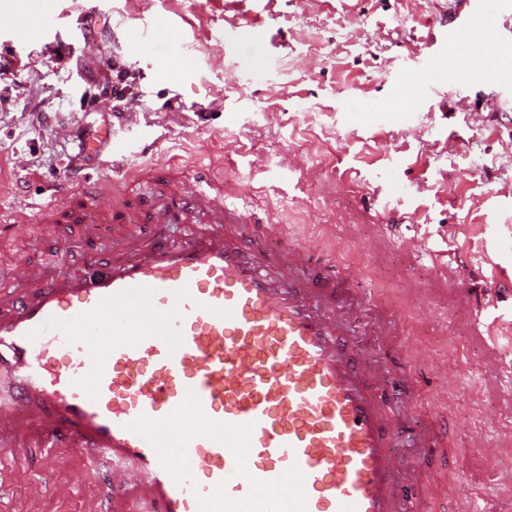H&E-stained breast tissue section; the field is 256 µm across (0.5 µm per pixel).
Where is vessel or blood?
I'll return each mask as SVG.
<instances>
[{
	"instance_id": "1",
	"label": "vessel or blood",
	"mask_w": 512,
	"mask_h": 512,
	"mask_svg": "<svg viewBox=\"0 0 512 512\" xmlns=\"http://www.w3.org/2000/svg\"><path fill=\"white\" fill-rule=\"evenodd\" d=\"M491 13L469 9L453 35L475 75L496 52ZM124 145L112 182H84L74 211L43 223L111 224L133 238L80 275L18 263L0 311V465L29 440L59 463L78 451L85 475L121 512H425L406 443L429 444L417 409L394 406L414 383L407 361L382 371L350 336L389 335L363 320L374 298L333 257L284 241L259 203L220 180L154 169L140 182ZM149 194L135 196L139 184ZM170 224L190 225L180 240ZM38 480L20 512H46Z\"/></svg>"
}]
</instances>
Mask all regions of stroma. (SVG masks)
<instances>
[{
    "label": "stroma",
    "mask_w": 512,
    "mask_h": 512,
    "mask_svg": "<svg viewBox=\"0 0 512 512\" xmlns=\"http://www.w3.org/2000/svg\"><path fill=\"white\" fill-rule=\"evenodd\" d=\"M459 2L31 0L37 33L21 39L19 0H0V216L110 176L116 140L142 174L161 160L212 170L401 316L393 342L352 341L414 361L440 445L406 453L434 503L472 512L493 483L490 512H512V5L494 6V77L480 81L449 40ZM116 57L136 78L130 119L108 99L87 109ZM406 83L412 102L390 108ZM92 129L110 138L87 152ZM111 252L106 233L38 222L6 255H61L71 274Z\"/></svg>",
    "instance_id": "obj_1"
}]
</instances>
